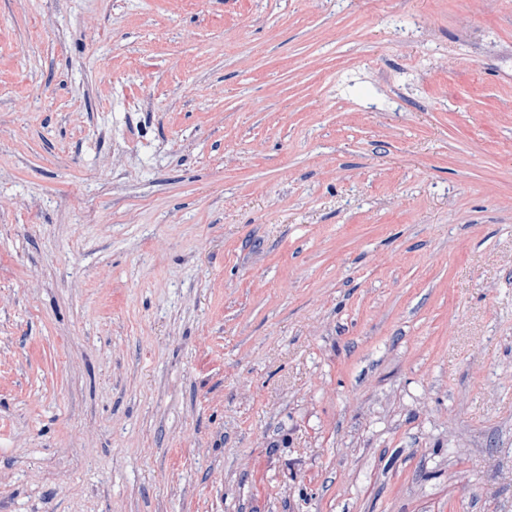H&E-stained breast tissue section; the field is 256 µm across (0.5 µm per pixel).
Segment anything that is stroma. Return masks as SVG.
Masks as SVG:
<instances>
[{
	"label": "stroma",
	"instance_id": "stroma-1",
	"mask_svg": "<svg viewBox=\"0 0 512 512\" xmlns=\"http://www.w3.org/2000/svg\"><path fill=\"white\" fill-rule=\"evenodd\" d=\"M512 0H0V512H512Z\"/></svg>",
	"mask_w": 512,
	"mask_h": 512
}]
</instances>
